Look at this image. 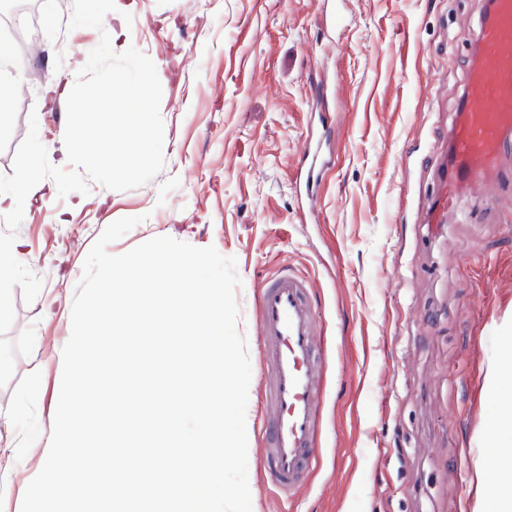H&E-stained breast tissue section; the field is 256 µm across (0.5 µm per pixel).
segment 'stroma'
<instances>
[{
  "label": "stroma",
  "mask_w": 512,
  "mask_h": 512,
  "mask_svg": "<svg viewBox=\"0 0 512 512\" xmlns=\"http://www.w3.org/2000/svg\"><path fill=\"white\" fill-rule=\"evenodd\" d=\"M102 30L40 35L15 51L20 85L0 100V174L36 115L50 162L68 168L66 99L101 32L136 48L162 87V170L128 191L49 190L0 219L18 243L0 350V453L22 451L27 487L45 454L86 256L115 220L140 222L107 247L158 236L235 257L239 332L248 343L247 424L259 412L257 286L280 264L316 283L325 338L320 461L281 502L248 439L252 512H503L476 472L492 467L493 425L512 398V157L444 224L426 221L440 191L448 129L483 18L482 0H119ZM335 165L318 224L292 182L321 78Z\"/></svg>",
  "instance_id": "obj_1"
}]
</instances>
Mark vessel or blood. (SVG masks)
Returning a JSON list of instances; mask_svg holds the SVG:
<instances>
[{"instance_id": "obj_1", "label": "vessel or blood", "mask_w": 512, "mask_h": 512, "mask_svg": "<svg viewBox=\"0 0 512 512\" xmlns=\"http://www.w3.org/2000/svg\"><path fill=\"white\" fill-rule=\"evenodd\" d=\"M477 56L465 85V105L448 133L458 177L445 186L442 208L456 209L464 192L482 188L512 148V0H495L475 31ZM333 163L322 138L308 137L295 184L317 200ZM315 283L281 266L258 284L256 316L262 369L256 431L267 483L283 497L301 489L321 444L327 349Z\"/></svg>"}]
</instances>
